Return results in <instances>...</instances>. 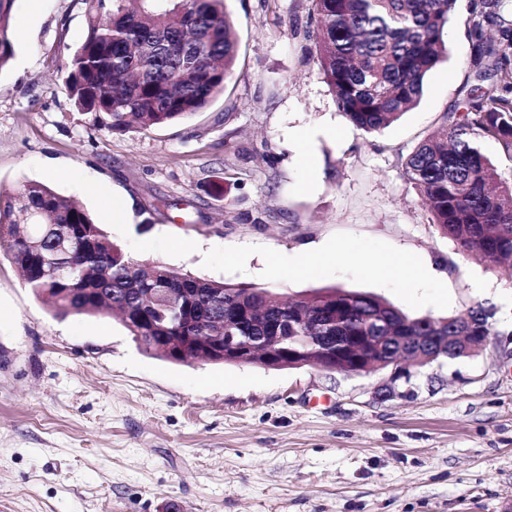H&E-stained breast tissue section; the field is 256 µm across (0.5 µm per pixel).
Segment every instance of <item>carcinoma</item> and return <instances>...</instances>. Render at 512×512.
I'll return each mask as SVG.
<instances>
[{"mask_svg":"<svg viewBox=\"0 0 512 512\" xmlns=\"http://www.w3.org/2000/svg\"><path fill=\"white\" fill-rule=\"evenodd\" d=\"M15 0H0V70L13 58L9 38ZM87 36L73 52L66 85L74 105L114 131L149 130L203 110L232 75L237 45L224 0H85ZM508 0H476L465 21L471 41L468 77L458 109L442 115L404 164L425 198L431 222L460 251L497 262L512 259V176L483 152L498 142L512 160V16ZM456 0H311L317 19L316 58L339 109L358 130L373 134L416 106L423 81L446 54L444 30ZM75 245L54 249L60 229ZM54 250L67 269L50 279L40 255ZM0 255L54 314L99 315L126 306L121 317L137 346L170 359L160 346L183 348L176 363L198 351L184 347L186 329L174 312L155 304L150 290L183 292L198 322L196 335L219 336L212 317L229 307L280 320L286 346L309 350L307 336H433L430 353L448 354L456 318H411L387 301L330 287L293 303L267 288L194 276L138 262L114 243L80 205L38 181L17 184L0 204ZM473 335H492L489 314L472 308ZM338 316L344 330L324 326Z\"/></svg>","mask_w":512,"mask_h":512,"instance_id":"carcinoma-1","label":"carcinoma"}]
</instances>
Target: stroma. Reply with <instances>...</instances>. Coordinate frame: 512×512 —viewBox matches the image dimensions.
Wrapping results in <instances>:
<instances>
[{"label": "stroma", "mask_w": 512, "mask_h": 512, "mask_svg": "<svg viewBox=\"0 0 512 512\" xmlns=\"http://www.w3.org/2000/svg\"><path fill=\"white\" fill-rule=\"evenodd\" d=\"M474 0L420 104L382 132L339 110L310 0H227L238 54L190 118L113 132L66 84L85 0H15L0 70V191L39 181L128 255L295 297L371 294L412 317L479 306L489 342L401 375L173 364L110 314L54 316L0 257V512H504L512 503V268L462 253L403 166L459 99ZM152 211L110 223L106 206ZM335 256L313 259V245ZM431 264L441 284L381 277Z\"/></svg>", "instance_id": "1"}]
</instances>
